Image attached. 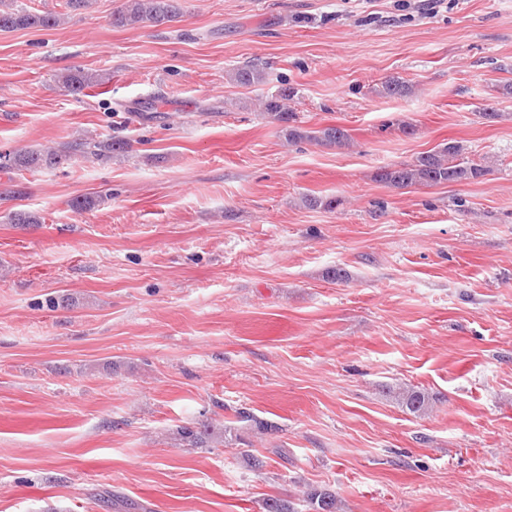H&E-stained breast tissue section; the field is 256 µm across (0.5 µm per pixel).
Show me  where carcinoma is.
<instances>
[{"label": "carcinoma", "instance_id": "cac0c4a2", "mask_svg": "<svg viewBox=\"0 0 512 512\" xmlns=\"http://www.w3.org/2000/svg\"><path fill=\"white\" fill-rule=\"evenodd\" d=\"M6 0H0V30H26L32 28L52 29L59 24V15L54 13H33L25 9H4ZM178 7L174 0H124L119 9L112 13L115 27L160 26L176 20ZM231 80L240 85L260 84L265 78L264 70L257 64L236 68L230 73ZM106 76L76 69L61 74L59 82L69 94L80 96L85 90L104 83ZM294 96V89L286 87L278 94L263 102V112L273 121L282 125V131L290 142L315 140L320 144L341 147L348 143L349 135L340 127H326L313 135L293 125L294 112L288 109V101ZM128 146L120 140L91 141L79 138L64 150L25 149L0 153V169L49 170L54 169L74 156L90 154L112 157L127 151ZM465 148L458 142L450 141L442 147L418 155L410 164L395 168H384L378 179L396 188L416 185H438L443 183H464L477 180L487 169L464 156ZM398 398L407 409L424 413L429 408V397L425 392L405 388ZM226 429L217 428L210 422L196 426H182L178 430L180 440L191 448H204L211 442L222 441ZM314 512H338L336 494L328 490L314 489L308 492Z\"/></svg>", "mask_w": 512, "mask_h": 512}]
</instances>
